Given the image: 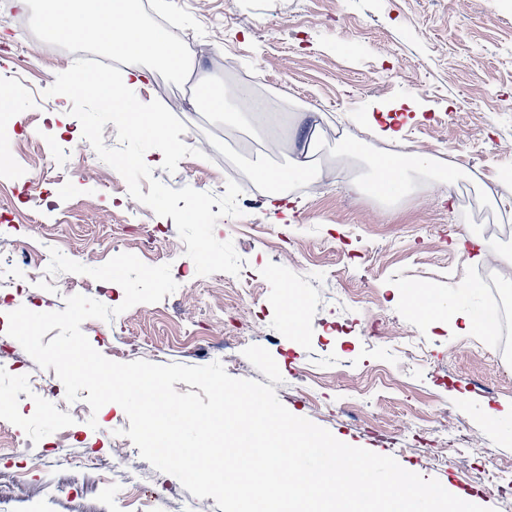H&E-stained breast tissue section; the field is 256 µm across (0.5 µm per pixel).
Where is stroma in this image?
Returning <instances> with one entry per match:
<instances>
[{"label":"stroma","instance_id":"35a3bbf8","mask_svg":"<svg viewBox=\"0 0 512 512\" xmlns=\"http://www.w3.org/2000/svg\"><path fill=\"white\" fill-rule=\"evenodd\" d=\"M149 26L164 28L201 73L223 81L225 112L196 107L185 78L151 66L134 97L160 100L187 130L181 139L206 159L184 157L176 172L154 166L166 185L216 195L227 181L255 200L215 236L233 241L239 275L200 276L172 218L133 199L122 176L99 159L71 116L72 103L47 90L80 57L124 68L96 43L80 53L56 48L40 25V2L20 9L0 0V82L15 87V121L0 123V336L7 313L65 309L83 294L115 307L122 287L90 276H42L49 249L89 267L131 253L170 265L178 284L157 303L109 321L86 320L91 345L117 362L205 366L221 362L237 379L273 386L294 415L338 440L394 457L469 502L512 512V360L498 357L499 327L459 332L407 309V286L433 289L453 308L477 313L491 291L471 289L493 270L512 297V0H129ZM250 89L286 127L252 113L237 117L239 87ZM396 118L400 143L372 135L370 117ZM357 142L355 155L341 143ZM404 146L430 154L407 191L386 202L367 175L380 154ZM277 168L304 161L308 180L291 183L292 222H283L250 161ZM467 182L464 204L448 182ZM304 305L300 332L282 319L289 297ZM51 383L35 393L34 380ZM0 512H25L44 489L50 512H83L92 479L73 458L95 452L113 493L124 490L112 460L126 457L162 512H181L187 490L165 494L159 475L123 432V409L92 412L70 403L55 370L40 368L17 341L0 351ZM498 413L488 423L490 413ZM96 426H89V419ZM78 431L71 462L47 470L65 428ZM192 499V498H191Z\"/></svg>","mask_w":512,"mask_h":512}]
</instances>
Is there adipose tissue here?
<instances>
[{
    "instance_id": "obj_1",
    "label": "adipose tissue",
    "mask_w": 512,
    "mask_h": 512,
    "mask_svg": "<svg viewBox=\"0 0 512 512\" xmlns=\"http://www.w3.org/2000/svg\"><path fill=\"white\" fill-rule=\"evenodd\" d=\"M88 11H80L76 0H45L42 23L52 38L69 40L79 34H92L96 42L110 54L129 60L132 68L124 86H115L99 79L91 90L112 111L113 122L125 126L146 140H159L165 135L161 115L149 104L132 101L127 87L142 85L147 77L142 61L158 63L168 70L185 74L195 68L190 57L160 28L145 25L138 15L124 6L123 0H90ZM428 159L417 152H397L382 155L373 161L372 191L379 197L401 193L406 185L409 169L426 167ZM406 305L425 320L447 322L449 327L464 324L468 329H487L494 325L495 316L487 312L471 318L464 312L444 307L431 291L417 288L407 291Z\"/></svg>"
}]
</instances>
